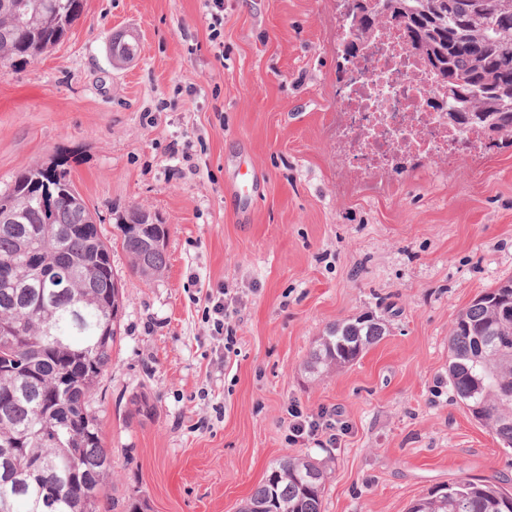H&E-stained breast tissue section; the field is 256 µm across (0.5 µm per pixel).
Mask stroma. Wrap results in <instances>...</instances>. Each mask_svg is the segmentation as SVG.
Instances as JSON below:
<instances>
[{"label": "stroma", "mask_w": 512, "mask_h": 512, "mask_svg": "<svg viewBox=\"0 0 512 512\" xmlns=\"http://www.w3.org/2000/svg\"><path fill=\"white\" fill-rule=\"evenodd\" d=\"M336 0H87L65 40L0 69V191L66 161L123 285L121 335L93 410L112 450L111 512H239L281 458L326 466L325 512H408L463 478L512 490V450L448 381V333L512 276V145L414 159L391 179L344 163ZM136 58L112 65L109 41ZM191 161H173L171 149ZM259 197L231 196L238 168ZM132 207L167 225V267L131 271L116 226ZM226 289L238 352L205 322ZM386 334L316 377L336 322ZM155 403L133 415V395ZM333 411L336 447L292 442L288 406ZM135 44L136 42L132 40L130 35L118 34L113 36L109 47L113 64L123 66L131 62L135 58V53L130 45L134 46Z\"/></svg>", "instance_id": "obj_1"}]
</instances>
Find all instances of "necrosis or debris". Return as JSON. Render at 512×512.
Returning <instances> with one entry per match:
<instances>
[{"mask_svg": "<svg viewBox=\"0 0 512 512\" xmlns=\"http://www.w3.org/2000/svg\"><path fill=\"white\" fill-rule=\"evenodd\" d=\"M431 94V82L408 56L401 31L389 30L383 46L359 62L345 90L346 165L365 175L397 177L416 157L463 158L464 142L481 133L449 126L442 106L430 104Z\"/></svg>", "mask_w": 512, "mask_h": 512, "instance_id": "obj_1", "label": "necrosis or debris"}]
</instances>
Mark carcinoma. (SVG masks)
Masks as SVG:
<instances>
[{"mask_svg":"<svg viewBox=\"0 0 512 512\" xmlns=\"http://www.w3.org/2000/svg\"><path fill=\"white\" fill-rule=\"evenodd\" d=\"M370 13L376 30L394 19L409 48L434 45L437 88L465 109L491 145L512 144V0H390ZM85 0H0V64L20 68L60 44ZM135 41L112 37L113 64L135 58ZM53 208L42 205L44 182ZM131 208L118 224L134 274L166 267L164 224H143ZM99 225L64 161L19 173L0 193V512H100L112 485V450L91 401L112 363L122 292ZM386 334L364 315L331 326L305 368L321 376L354 362ZM448 380L471 415L512 448V277L458 313L448 337ZM135 414L153 416L145 394ZM325 466L307 455L272 467L240 512H325ZM409 512H512V494L487 480L431 490Z\"/></svg>","mask_w":512,"mask_h":512,"instance_id":"obj_1","label":"carcinoma"}]
</instances>
